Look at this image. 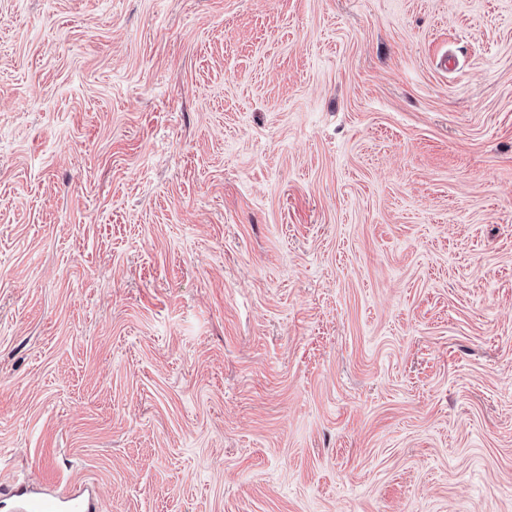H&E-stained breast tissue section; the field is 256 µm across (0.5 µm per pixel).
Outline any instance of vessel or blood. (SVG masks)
Segmentation results:
<instances>
[{"label":"vessel or blood","instance_id":"b4317fda","mask_svg":"<svg viewBox=\"0 0 512 512\" xmlns=\"http://www.w3.org/2000/svg\"><path fill=\"white\" fill-rule=\"evenodd\" d=\"M5 512H100L99 502L85 487L60 491L52 487L34 490L16 484L0 490Z\"/></svg>","mask_w":512,"mask_h":512}]
</instances>
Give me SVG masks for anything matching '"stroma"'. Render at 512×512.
Here are the masks:
<instances>
[{
  "label": "stroma",
  "instance_id": "1",
  "mask_svg": "<svg viewBox=\"0 0 512 512\" xmlns=\"http://www.w3.org/2000/svg\"><path fill=\"white\" fill-rule=\"evenodd\" d=\"M16 481L512 512V0H0Z\"/></svg>",
  "mask_w": 512,
  "mask_h": 512
}]
</instances>
